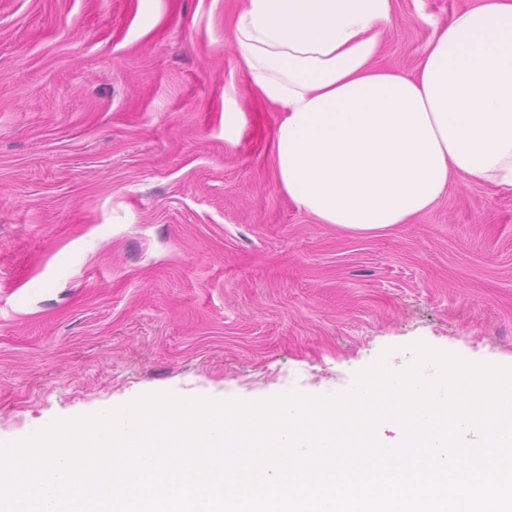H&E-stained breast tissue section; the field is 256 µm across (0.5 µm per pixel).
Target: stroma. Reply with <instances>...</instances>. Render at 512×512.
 Masks as SVG:
<instances>
[{
  "label": "stroma",
  "instance_id": "stroma-1",
  "mask_svg": "<svg viewBox=\"0 0 512 512\" xmlns=\"http://www.w3.org/2000/svg\"><path fill=\"white\" fill-rule=\"evenodd\" d=\"M474 2L395 0L381 64L413 73ZM238 5L0 0V441L153 393L336 395L418 342L512 361V187L454 177L374 235L319 222L275 178Z\"/></svg>",
  "mask_w": 512,
  "mask_h": 512
}]
</instances>
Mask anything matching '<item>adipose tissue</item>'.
<instances>
[{"instance_id": "adipose-tissue-1", "label": "adipose tissue", "mask_w": 512, "mask_h": 512, "mask_svg": "<svg viewBox=\"0 0 512 512\" xmlns=\"http://www.w3.org/2000/svg\"><path fill=\"white\" fill-rule=\"evenodd\" d=\"M394 0H241L254 87L282 113L273 156L321 223L376 233L430 209L452 176L512 187V0L435 25L416 71L378 63Z\"/></svg>"}]
</instances>
